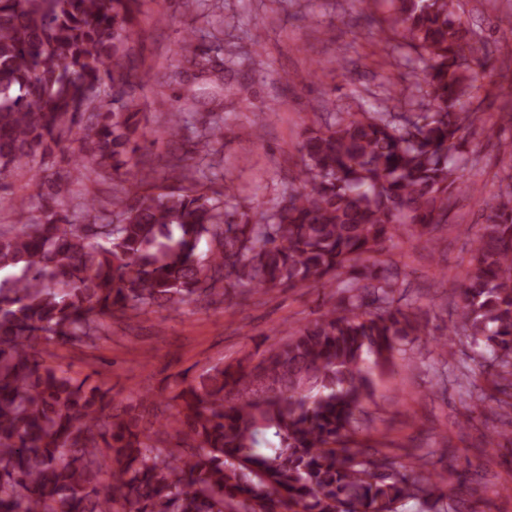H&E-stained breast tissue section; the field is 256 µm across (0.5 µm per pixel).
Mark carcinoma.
Segmentation results:
<instances>
[{"label":"carcinoma","instance_id":"cac0c4a2","mask_svg":"<svg viewBox=\"0 0 512 512\" xmlns=\"http://www.w3.org/2000/svg\"><path fill=\"white\" fill-rule=\"evenodd\" d=\"M391 30L424 64L419 112H329L304 130L288 194L264 209L229 205L230 187L196 177L222 127L183 137L202 93L166 109L184 152L93 198L74 222L61 198L71 171L136 166L147 141L133 107L146 73L134 51L142 0H0V181L41 171L36 215L0 227V512H460L448 477L421 455L406 467L348 446L374 370L423 339L443 353L459 336L489 353L501 397L469 381L472 410L512 427V175L502 180L461 274L458 301L435 332L396 295L402 271L370 261L394 238L434 244L448 230L468 146L491 132L471 109L477 32L455 0H387ZM170 79H223L185 32ZM334 289L317 319L288 327L255 365L217 364L116 403L49 346L92 345L112 318L180 310L275 288ZM272 429L275 448L257 437Z\"/></svg>","mask_w":512,"mask_h":512}]
</instances>
